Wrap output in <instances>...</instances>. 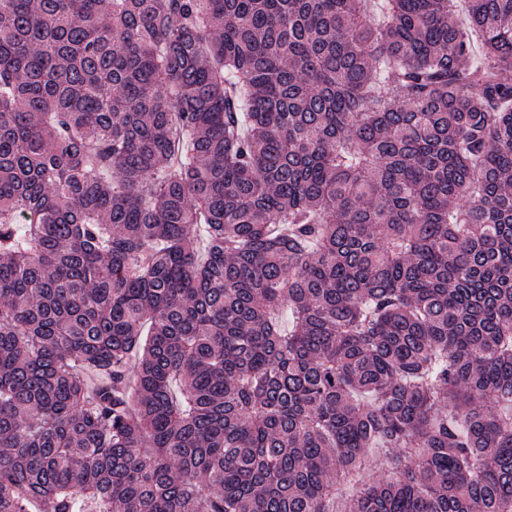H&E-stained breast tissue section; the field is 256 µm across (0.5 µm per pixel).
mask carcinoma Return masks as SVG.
<instances>
[{"instance_id": "cac0c4a2", "label": "carcinoma", "mask_w": 512, "mask_h": 512, "mask_svg": "<svg viewBox=\"0 0 512 512\" xmlns=\"http://www.w3.org/2000/svg\"><path fill=\"white\" fill-rule=\"evenodd\" d=\"M467 2L0 0V512H512Z\"/></svg>"}]
</instances>
